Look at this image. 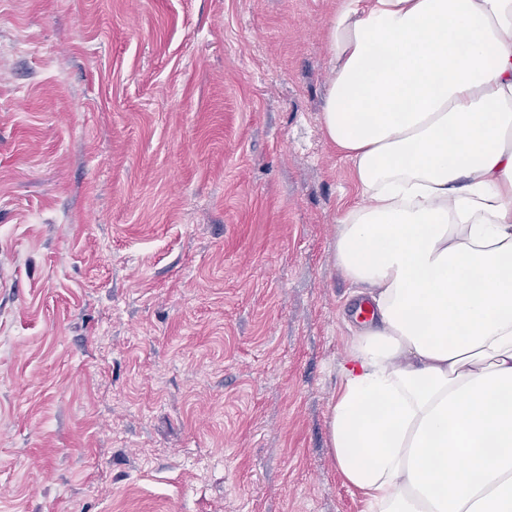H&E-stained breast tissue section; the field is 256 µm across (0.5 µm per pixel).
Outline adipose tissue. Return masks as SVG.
<instances>
[{
  "label": "adipose tissue",
  "instance_id": "obj_1",
  "mask_svg": "<svg viewBox=\"0 0 512 512\" xmlns=\"http://www.w3.org/2000/svg\"><path fill=\"white\" fill-rule=\"evenodd\" d=\"M324 41L365 198L334 260L373 305L330 452L371 512H512V0H338Z\"/></svg>",
  "mask_w": 512,
  "mask_h": 512
}]
</instances>
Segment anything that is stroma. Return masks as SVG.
Instances as JSON below:
<instances>
[{
  "label": "stroma",
  "mask_w": 512,
  "mask_h": 512,
  "mask_svg": "<svg viewBox=\"0 0 512 512\" xmlns=\"http://www.w3.org/2000/svg\"><path fill=\"white\" fill-rule=\"evenodd\" d=\"M336 6L0 0V512H369Z\"/></svg>",
  "instance_id": "35a3bbf8"
}]
</instances>
